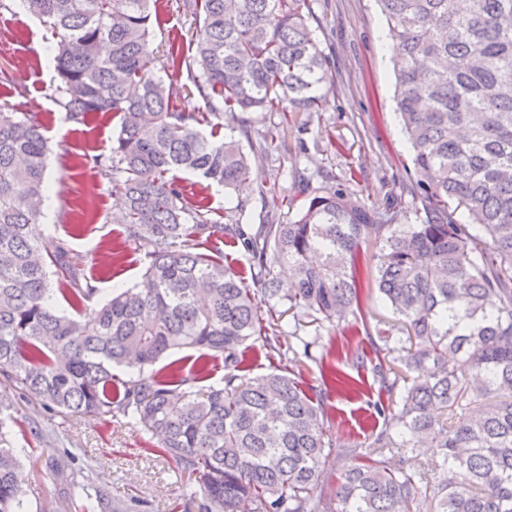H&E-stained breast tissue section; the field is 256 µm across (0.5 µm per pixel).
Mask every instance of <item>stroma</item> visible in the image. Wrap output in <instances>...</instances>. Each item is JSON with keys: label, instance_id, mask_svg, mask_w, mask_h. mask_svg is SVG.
<instances>
[{"label": "stroma", "instance_id": "1", "mask_svg": "<svg viewBox=\"0 0 512 512\" xmlns=\"http://www.w3.org/2000/svg\"><path fill=\"white\" fill-rule=\"evenodd\" d=\"M308 25L326 61L330 77L326 105L316 112H237L232 127H247L259 140L278 127V153L259 158L252 182L241 190L245 206L240 223L255 224L265 214L280 223L292 217L287 200L294 195V175L310 178L313 186L342 184L368 202H384L389 192L401 196L395 221L416 223L420 198L411 193L415 182L410 146L403 133L394 100V41L375 0H308ZM195 21L179 0H159L151 46L166 56L170 43L188 47ZM55 37L51 28L34 18L0 10V70L12 82L0 83V106L32 116L51 148L48 175L51 204L42 218L44 256L65 245L73 263L97 288L95 302L112 295L115 285L140 281L146 258L115 218L124 206L121 192L106 177L80 164V157L110 154L117 130L111 115L91 113L75 121L61 107L52 64ZM288 172L274 190L261 191L271 174ZM119 247V263L107 266L103 255ZM361 315L332 326L306 322L295 326L287 304L276 311L284 331H297L311 340L310 354H297L289 370L300 381L322 386L339 370L362 379L369 393L356 398L330 393L324 401L330 432L340 443L321 465L317 491L332 495L339 473L351 465L347 448L373 440L381 430L376 404H390L374 370L375 355L367 330L401 335L404 324L373 286L375 239L363 245ZM0 395L10 403V437L19 458L18 479L26 493L28 512H82L70 493L69 482L54 468L67 457L72 468L92 489L102 491L115 505L142 504L146 512H200V498L191 497L186 475L161 455L155 441L123 415L100 419L61 417L39 403L19 397L0 377Z\"/></svg>", "mask_w": 512, "mask_h": 512}]
</instances>
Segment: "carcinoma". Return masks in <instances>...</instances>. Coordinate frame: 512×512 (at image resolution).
Here are the masks:
<instances>
[{"instance_id":"obj_1","label":"carcinoma","mask_w":512,"mask_h":512,"mask_svg":"<svg viewBox=\"0 0 512 512\" xmlns=\"http://www.w3.org/2000/svg\"><path fill=\"white\" fill-rule=\"evenodd\" d=\"M151 0H19L50 23L60 104L73 120L110 113V155L91 163L122 191L120 223L145 250L143 281L97 288L60 246L40 250L50 149L22 112L0 109V374L25 399L70 417L119 413L157 440L198 483L204 512H419L421 474L394 458L429 440L441 458L437 512H512V0H378L397 40L396 105L413 151L418 224L393 223L398 196L368 204L301 178L304 203L281 224L223 223L190 199L176 173L235 190L252 160L225 112H316L328 82L309 28L307 0H182L194 14L182 91L156 76ZM279 132L258 142L279 150ZM380 244L374 283L402 317L409 378L392 374L391 336L370 340L383 389L384 428L336 480V499L315 494L325 449L322 391L275 371L238 374L241 348L261 343L289 361L271 301L333 325L360 309L361 246ZM205 238L210 252L194 250ZM239 241L252 285L217 246ZM63 271L75 314L54 303L48 264ZM293 270L283 288L275 269ZM267 307L261 311V307ZM200 352L188 369L167 354ZM224 359V380L201 386L204 359ZM448 411V418L433 414ZM18 457L0 432V512H27Z\"/></svg>"}]
</instances>
